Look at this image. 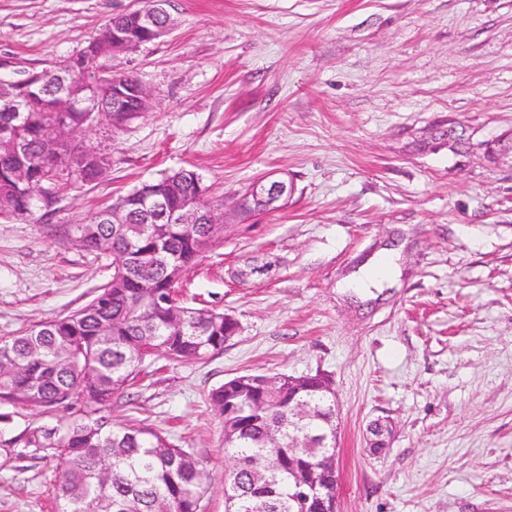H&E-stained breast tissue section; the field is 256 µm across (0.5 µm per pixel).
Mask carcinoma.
Wrapping results in <instances>:
<instances>
[{"label": "carcinoma", "mask_w": 512, "mask_h": 512, "mask_svg": "<svg viewBox=\"0 0 512 512\" xmlns=\"http://www.w3.org/2000/svg\"><path fill=\"white\" fill-rule=\"evenodd\" d=\"M153 6V0H142L137 10L109 19L70 58V70L52 66L8 87L6 93L21 98L22 112L17 119L0 112V144L14 142L24 152L0 155V214L34 217V203L17 182L20 171L56 192L80 178L57 166L62 156L77 164L86 161L93 180L110 167L108 156L53 138L51 130L66 119L85 118L84 112L60 111L68 96L81 107L113 116L115 126L139 118L132 101L124 102L127 111L112 113V80L89 87L79 81L77 69L88 54L99 59L114 54L116 33L146 41L138 14ZM199 182L195 170L181 169L147 188L174 211L199 201ZM117 209L122 224L112 223ZM74 231L93 251L108 246L113 273L100 292L110 296L111 305L97 309L91 301L66 316L0 337V460L59 461L53 486L58 512H202L207 476L199 462L156 430L110 425L104 410L134 385L146 360L144 347L172 361H190L223 349L231 339L224 333V314L185 307V319L178 323L170 304L177 285L170 272H190L213 247L209 227L200 224L188 235L180 224H151L134 190ZM143 267L152 269L150 278L139 274ZM258 378L243 373L210 393L219 411L232 409L224 420L225 443L237 461L228 477L231 512H313L291 498L288 449L267 447L273 435L288 443V386L269 396ZM29 408L41 409L48 420L14 432V417Z\"/></svg>", "instance_id": "cac0c4a2"}]
</instances>
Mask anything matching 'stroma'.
<instances>
[{
	"label": "stroma",
	"instance_id": "35a3bbf8",
	"mask_svg": "<svg viewBox=\"0 0 512 512\" xmlns=\"http://www.w3.org/2000/svg\"><path fill=\"white\" fill-rule=\"evenodd\" d=\"M140 0H0V58L39 71ZM166 36L104 58L152 106L81 137L112 158L38 218H0V337L87 305L106 254L64 230L145 181L192 168L224 236L185 306L239 333L200 361L148 359L117 424L162 432L224 512L234 464L209 400L250 372L329 374L338 512H512V0H171ZM274 172L279 211L243 217ZM385 258L391 273L358 287ZM392 426L381 454L370 429ZM55 463L0 468V512H55Z\"/></svg>",
	"mask_w": 512,
	"mask_h": 512
}]
</instances>
